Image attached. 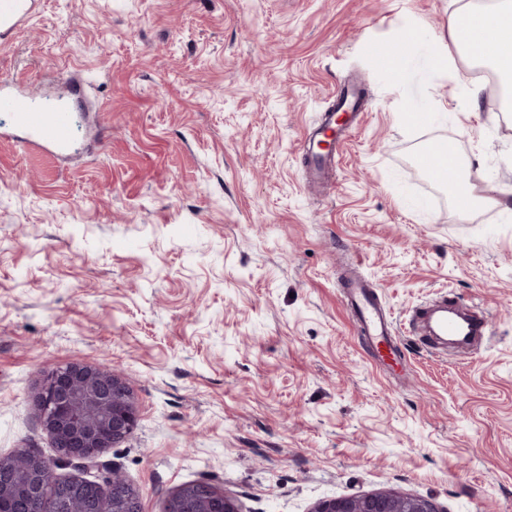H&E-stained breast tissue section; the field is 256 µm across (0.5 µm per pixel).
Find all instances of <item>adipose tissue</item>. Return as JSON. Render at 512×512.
<instances>
[{
	"label": "adipose tissue",
	"instance_id": "obj_1",
	"mask_svg": "<svg viewBox=\"0 0 512 512\" xmlns=\"http://www.w3.org/2000/svg\"><path fill=\"white\" fill-rule=\"evenodd\" d=\"M448 28L464 59L493 68L501 87L512 86V0H495L488 8L459 7Z\"/></svg>",
	"mask_w": 512,
	"mask_h": 512
}]
</instances>
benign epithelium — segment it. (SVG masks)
Instances as JSON below:
<instances>
[{
  "mask_svg": "<svg viewBox=\"0 0 512 512\" xmlns=\"http://www.w3.org/2000/svg\"><path fill=\"white\" fill-rule=\"evenodd\" d=\"M40 422L51 438V461L31 449L26 455L32 480L18 470L13 456L0 457V512H42L41 500L52 492L62 512L77 503L79 512H101L103 480L112 484V512H143L139 490L110 469L101 480L60 478L54 468L76 461L101 467V458L136 426L133 393L109 368L72 363L44 375L33 397ZM167 512H239L235 500L209 483H187L168 498ZM313 512H441L431 499L394 490L353 494L319 503Z\"/></svg>",
  "mask_w": 512,
  "mask_h": 512,
  "instance_id": "1",
  "label": "benign epithelium"
}]
</instances>
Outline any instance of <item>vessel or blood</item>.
Here are the masks:
<instances>
[{"label":"vessel or blood","mask_w":512,"mask_h":512,"mask_svg":"<svg viewBox=\"0 0 512 512\" xmlns=\"http://www.w3.org/2000/svg\"><path fill=\"white\" fill-rule=\"evenodd\" d=\"M81 103V91L75 88L52 108L42 109L14 81H0V112L11 116L6 134L32 149L68 153L74 146L75 114ZM362 112V90L352 83L343 84L307 138L305 159L309 185L322 184L335 166L334 152L320 150L319 141L328 138L335 143L344 142L349 128L358 123ZM417 162L422 169L433 172L440 182L448 183L453 179L457 158L430 147L419 154ZM339 291L374 366L383 369L390 361L401 359L398 331L377 289L352 271L340 281ZM411 322L424 331V341L432 349L447 345L452 338L465 346L490 337L482 311L463 310L444 297L415 308Z\"/></svg>","instance_id":"1"}]
</instances>
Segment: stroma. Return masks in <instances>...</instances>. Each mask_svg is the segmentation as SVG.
Segmentation results:
<instances>
[{"mask_svg": "<svg viewBox=\"0 0 512 512\" xmlns=\"http://www.w3.org/2000/svg\"><path fill=\"white\" fill-rule=\"evenodd\" d=\"M465 2L38 0L0 74L38 97L82 82L96 111L66 160L0 137V456L53 455L31 393L78 362L134 392L138 424L103 462L144 512L202 480L241 512L387 488L512 512V217L460 214L417 164L454 139L512 206V118L448 33ZM411 32L404 81L367 59ZM350 81L362 118L310 192L305 137ZM350 265L400 326V380L341 299ZM442 293L485 312V349L417 343L410 315Z\"/></svg>", "mask_w": 512, "mask_h": 512, "instance_id": "stroma-1", "label": "stroma"}]
</instances>
